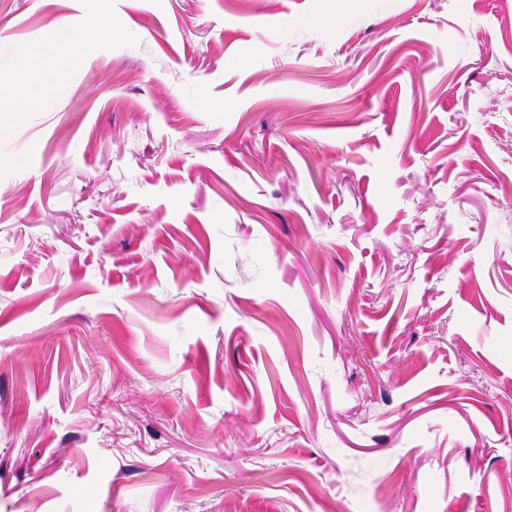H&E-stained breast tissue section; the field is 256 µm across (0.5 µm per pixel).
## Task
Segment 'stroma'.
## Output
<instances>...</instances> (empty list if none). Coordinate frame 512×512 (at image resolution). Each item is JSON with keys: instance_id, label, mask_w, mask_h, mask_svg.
<instances>
[{"instance_id": "stroma-1", "label": "stroma", "mask_w": 512, "mask_h": 512, "mask_svg": "<svg viewBox=\"0 0 512 512\" xmlns=\"http://www.w3.org/2000/svg\"><path fill=\"white\" fill-rule=\"evenodd\" d=\"M0 35V512H512V0Z\"/></svg>"}]
</instances>
